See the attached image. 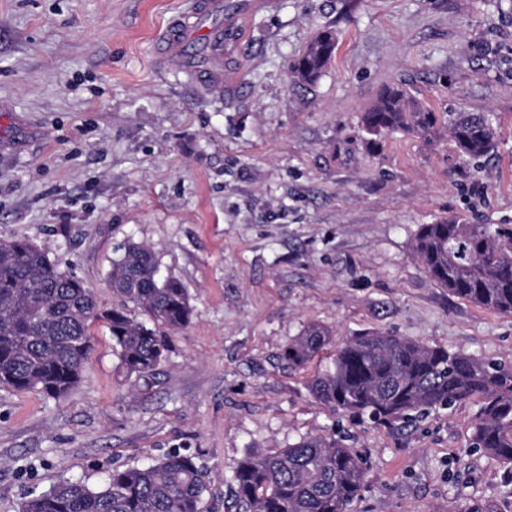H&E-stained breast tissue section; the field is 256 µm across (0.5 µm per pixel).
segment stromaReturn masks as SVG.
Listing matches in <instances>:
<instances>
[{
	"label": "stroma",
	"mask_w": 512,
	"mask_h": 512,
	"mask_svg": "<svg viewBox=\"0 0 512 512\" xmlns=\"http://www.w3.org/2000/svg\"><path fill=\"white\" fill-rule=\"evenodd\" d=\"M189 0H0V241L25 238L100 306L120 243L149 247L194 314L149 380L94 324L80 384L54 400L0 386V512L65 480L189 449L226 512L247 449L333 434L367 461L357 512H512V469L468 446L476 401L416 425L332 412L281 349L308 324L369 331L512 364V315L452 295L413 251L419 225L512 229V0H267L224 49L216 97L161 67L157 37ZM321 79L289 66L321 29ZM388 85L432 111L486 112L497 148L466 162L445 132L370 141Z\"/></svg>",
	"instance_id": "obj_1"
}]
</instances>
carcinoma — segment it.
Masks as SVG:
<instances>
[{"label":"carcinoma","mask_w":512,"mask_h":512,"mask_svg":"<svg viewBox=\"0 0 512 512\" xmlns=\"http://www.w3.org/2000/svg\"><path fill=\"white\" fill-rule=\"evenodd\" d=\"M323 29L290 66L292 80L318 82L337 47ZM443 124L466 161L480 166L496 150L484 112L437 113L400 86H387L365 113L374 138L403 129L429 133ZM414 251L427 276L448 292L512 315V230L448 219L422 224ZM110 282L123 305L99 308L85 284L25 240L0 242V385L64 397L80 380L100 322L127 373L144 377L170 350L172 334L194 309L182 283L162 278L152 251L124 243ZM143 312L131 315L127 304ZM331 344L330 331L307 325L282 349L291 369L305 367ZM311 395L335 412L380 425L409 427L437 408L475 400L470 445L512 466V364L486 361L405 336L374 331L336 347L332 366L309 380ZM366 477L364 458L340 441L309 436L274 452L248 450L228 480L234 512H354ZM210 477L190 453L175 450L146 466L114 469L103 486L64 481L28 499L23 512H205Z\"/></svg>","instance_id":"carcinoma-1"}]
</instances>
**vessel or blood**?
<instances>
[{"label":"vessel or blood","instance_id":"b4317fda","mask_svg":"<svg viewBox=\"0 0 512 512\" xmlns=\"http://www.w3.org/2000/svg\"><path fill=\"white\" fill-rule=\"evenodd\" d=\"M259 0H247L242 7H225L223 0H191L161 34L159 60L165 65L192 64L193 80L205 92H224V46L238 40L242 24Z\"/></svg>","mask_w":512,"mask_h":512}]
</instances>
